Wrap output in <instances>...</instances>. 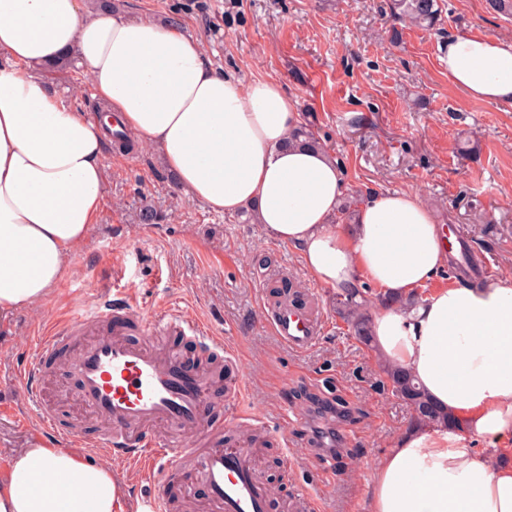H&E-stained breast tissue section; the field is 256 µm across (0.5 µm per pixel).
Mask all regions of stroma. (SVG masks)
I'll list each match as a JSON object with an SVG mask.
<instances>
[{
  "label": "stroma",
  "instance_id": "35a3bbf8",
  "mask_svg": "<svg viewBox=\"0 0 512 512\" xmlns=\"http://www.w3.org/2000/svg\"><path fill=\"white\" fill-rule=\"evenodd\" d=\"M136 18L177 22L199 37L209 60L244 81L274 79L298 101L301 120L341 161L348 192H411L460 229L463 248L490 262L474 284L512 275V108L476 101L448 79V38L512 39V18L485 0H444L439 30L401 29L391 43L388 0H113ZM50 88L94 115L82 67L41 70ZM155 223L139 219L143 207ZM292 282L300 312L318 324L313 345L295 349L274 332L275 286ZM124 293L147 312L175 310L223 336L235 360L212 387L224 404L225 439L237 420L255 424L252 446L270 492L269 512H363L371 466L412 419L384 393L380 355L347 333L336 291L318 283L292 245L253 211L227 215L186 198L153 149L108 146L106 197L97 224L52 299L0 320V468L43 436L41 408L70 422L65 362L26 401L16 365L32 361L40 336ZM342 401L347 416L319 414L300 389Z\"/></svg>",
  "mask_w": 512,
  "mask_h": 512
}]
</instances>
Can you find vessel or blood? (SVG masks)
Wrapping results in <instances>:
<instances>
[{"label":"vessel or blood","mask_w":512,"mask_h":512,"mask_svg":"<svg viewBox=\"0 0 512 512\" xmlns=\"http://www.w3.org/2000/svg\"><path fill=\"white\" fill-rule=\"evenodd\" d=\"M132 325L143 335L163 328L192 338L206 354L224 355L223 337L200 323L179 315L145 314L119 295L101 299L94 309L74 314L41 337L34 362L15 371L17 389L37 399L43 378L55 368L58 349L81 331H91V340L68 371L75 381L73 400L104 428L91 436L82 422L63 426L53 413L44 412L45 426L62 447L94 449L125 459L153 485L152 512H167L161 488L185 470L206 486L216 512H268L269 493L252 462V449L217 438L212 421L216 405L206 370H187L180 351L130 341L126 331ZM273 325L277 335L297 349L316 339L311 322L292 310L280 309ZM158 430L168 434L159 452L153 449Z\"/></svg>","instance_id":"b4317fda"}]
</instances>
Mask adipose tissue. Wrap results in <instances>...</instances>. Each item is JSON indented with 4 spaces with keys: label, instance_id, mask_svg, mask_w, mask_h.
Returning a JSON list of instances; mask_svg holds the SVG:
<instances>
[{
    "label": "adipose tissue",
    "instance_id": "adipose-tissue-1",
    "mask_svg": "<svg viewBox=\"0 0 512 512\" xmlns=\"http://www.w3.org/2000/svg\"><path fill=\"white\" fill-rule=\"evenodd\" d=\"M71 50L102 120L32 71ZM0 55V317L43 305L83 248L105 199L112 121L160 151L189 199L255 209L337 291L361 275L406 297L448 264L417 195L366 196L355 224L335 223L346 173L330 152L292 141L295 99L279 82L215 68L178 25L93 14L85 0H0ZM445 62L469 98L512 107V39L449 38ZM371 333L458 425L400 433L372 469L368 512H512V276L379 309ZM0 512H126V499L111 466L35 443L0 469Z\"/></svg>",
    "mask_w": 512,
    "mask_h": 512
}]
</instances>
